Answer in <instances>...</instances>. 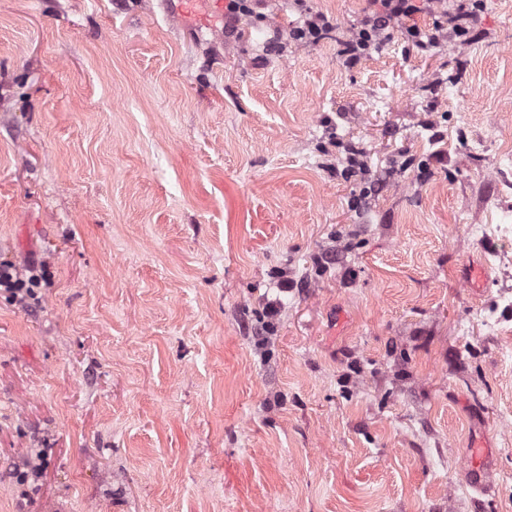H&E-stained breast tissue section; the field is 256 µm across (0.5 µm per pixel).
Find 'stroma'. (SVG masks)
Instances as JSON below:
<instances>
[{
  "label": "stroma",
  "mask_w": 512,
  "mask_h": 512,
  "mask_svg": "<svg viewBox=\"0 0 512 512\" xmlns=\"http://www.w3.org/2000/svg\"><path fill=\"white\" fill-rule=\"evenodd\" d=\"M310 5L0 0V512H512V0ZM295 7L299 10L303 23L291 30L289 35L295 41L301 43H314L318 41L323 31L328 27L329 21L320 13H313L307 8V0H293ZM370 7L360 22L352 28L351 35L344 43L342 55L352 63L367 56L372 50H378L388 37L386 32L390 24L397 23L401 35L421 50H427L444 36L449 34L458 38L461 43L471 42V27L478 20L479 3L476 0H430L440 13L439 19L433 27V31L422 29L418 26L413 16L417 13L418 7L414 0H369ZM447 2H452V8L448 9ZM472 7L469 8V3ZM380 4V8L369 12L371 6ZM26 271L28 274L23 275L13 263L0 261V290L8 292L12 298L22 303L37 299L35 288L45 272L39 264H32Z\"/></svg>",
  "instance_id": "1"
}]
</instances>
